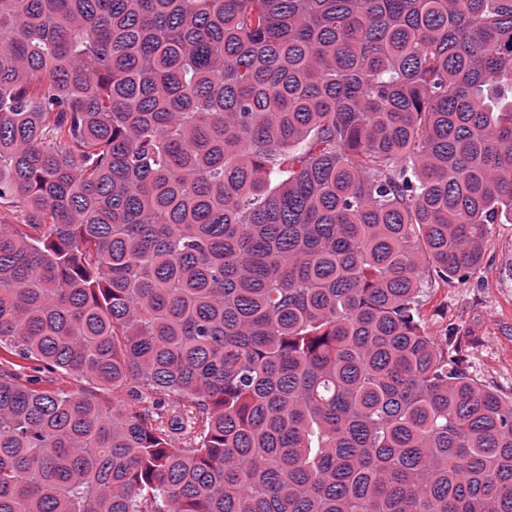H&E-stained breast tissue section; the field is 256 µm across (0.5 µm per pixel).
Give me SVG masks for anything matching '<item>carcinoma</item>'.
<instances>
[{"mask_svg": "<svg viewBox=\"0 0 512 512\" xmlns=\"http://www.w3.org/2000/svg\"><path fill=\"white\" fill-rule=\"evenodd\" d=\"M509 218L512 0H0V512H512ZM427 291L425 331L440 345H458L473 379L512 398V224L492 226L479 269ZM16 362L24 366V369H22L20 372L22 375L26 377H32L30 379H39L40 383L38 386L40 387H48L54 390H60V391H73L80 387H83L85 389H93L92 384L86 383V382H80L72 377L62 374V373H48V372H40L37 369H34V367L38 366V363L31 362V361H23L16 359Z\"/></svg>", "mask_w": 512, "mask_h": 512, "instance_id": "obj_1", "label": "carcinoma"}]
</instances>
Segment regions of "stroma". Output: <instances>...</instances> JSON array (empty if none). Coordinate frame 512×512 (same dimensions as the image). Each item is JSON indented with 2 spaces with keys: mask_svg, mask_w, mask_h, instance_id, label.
Masks as SVG:
<instances>
[{
  "mask_svg": "<svg viewBox=\"0 0 512 512\" xmlns=\"http://www.w3.org/2000/svg\"><path fill=\"white\" fill-rule=\"evenodd\" d=\"M420 320L439 344L461 348L473 379L512 398V224L493 225L475 272L432 283Z\"/></svg>",
  "mask_w": 512,
  "mask_h": 512,
  "instance_id": "stroma-1",
  "label": "stroma"
}]
</instances>
